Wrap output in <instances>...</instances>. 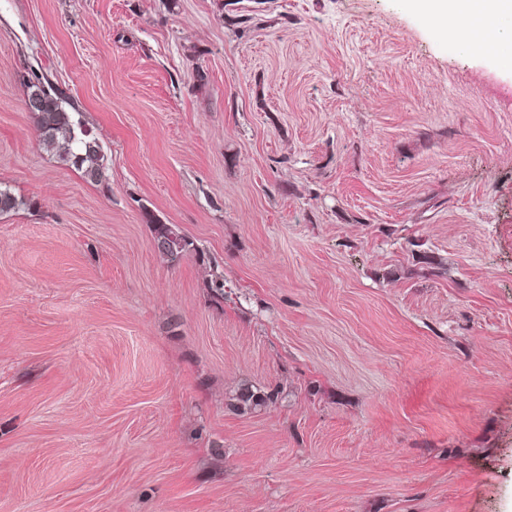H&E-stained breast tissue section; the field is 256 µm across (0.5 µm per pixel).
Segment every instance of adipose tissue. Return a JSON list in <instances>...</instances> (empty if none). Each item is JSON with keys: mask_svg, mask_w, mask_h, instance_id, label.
Listing matches in <instances>:
<instances>
[{"mask_svg": "<svg viewBox=\"0 0 512 512\" xmlns=\"http://www.w3.org/2000/svg\"><path fill=\"white\" fill-rule=\"evenodd\" d=\"M407 6L444 22L455 33H463L465 20L475 19L484 25L492 41H512V0H407Z\"/></svg>", "mask_w": 512, "mask_h": 512, "instance_id": "obj_1", "label": "adipose tissue"}]
</instances>
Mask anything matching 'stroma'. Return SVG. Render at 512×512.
Here are the masks:
<instances>
[{
    "instance_id": "35a3bbf8",
    "label": "stroma",
    "mask_w": 512,
    "mask_h": 512,
    "mask_svg": "<svg viewBox=\"0 0 512 512\" xmlns=\"http://www.w3.org/2000/svg\"><path fill=\"white\" fill-rule=\"evenodd\" d=\"M0 186V512H512V46L404 0H0ZM24 105L34 116L40 142L58 152L61 163L80 170L87 181L104 176V155L91 129L75 122L56 93L46 88L37 72L23 78ZM192 245L175 224H155L154 247L170 263L179 261ZM236 399L238 401L236 409L243 413L247 410H256L259 407L266 406L273 400L271 394L262 393L257 389L253 390L249 386L242 388Z\"/></svg>"
}]
</instances>
